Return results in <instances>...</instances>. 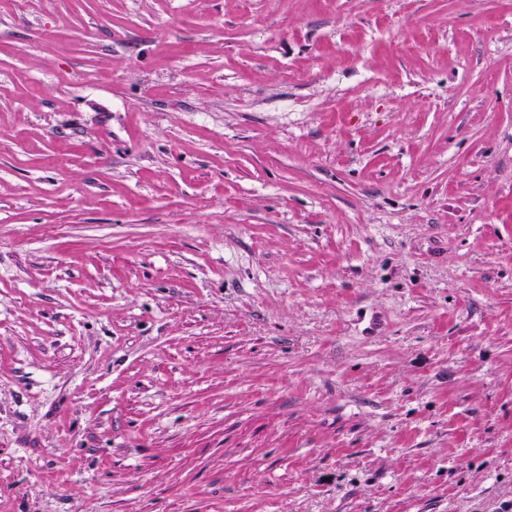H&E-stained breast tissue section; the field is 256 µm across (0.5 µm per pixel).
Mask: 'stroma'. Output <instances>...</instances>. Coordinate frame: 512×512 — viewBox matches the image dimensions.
Returning <instances> with one entry per match:
<instances>
[{
	"label": "stroma",
	"instance_id": "obj_1",
	"mask_svg": "<svg viewBox=\"0 0 512 512\" xmlns=\"http://www.w3.org/2000/svg\"><path fill=\"white\" fill-rule=\"evenodd\" d=\"M0 512H512V0H0Z\"/></svg>",
	"mask_w": 512,
	"mask_h": 512
}]
</instances>
